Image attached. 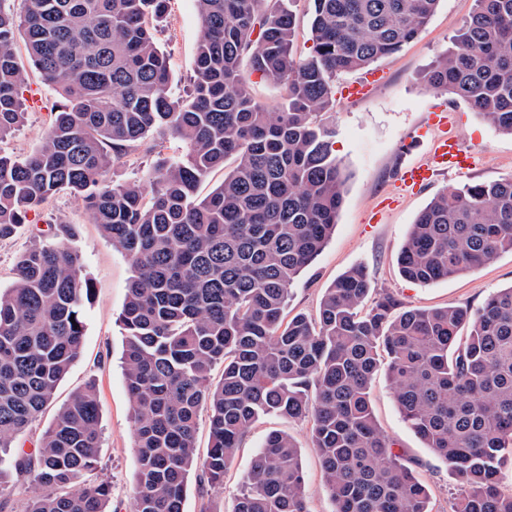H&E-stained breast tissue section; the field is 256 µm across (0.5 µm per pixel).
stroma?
<instances>
[{
  "mask_svg": "<svg viewBox=\"0 0 512 512\" xmlns=\"http://www.w3.org/2000/svg\"><path fill=\"white\" fill-rule=\"evenodd\" d=\"M474 5L475 0H440L415 40L374 62L381 79L367 96L355 101L337 98L335 108L323 115V122L334 132V150L344 173V200L326 247L293 284L285 318L299 313L316 317L327 288L356 266L364 267L374 293L394 295L405 309L464 305L476 308L492 292L512 286L510 253L476 271L431 284L412 282L398 268V256L415 218L432 198L467 181L512 177V136L488 124L465 101L428 86L424 80L436 58L451 47ZM200 34L195 0H169L167 13L158 24V38L169 58L174 95L186 92ZM16 53L26 71L27 115L12 136L0 141V152L24 157L40 146L58 97L32 65L24 43H17ZM438 105L454 114L461 143L476 152L480 162L468 178L442 175L419 192L398 193L395 181L399 166L421 160L426 154L425 147L406 146L408 132ZM181 149V141L173 136L145 141L133 150L129 161L113 167L110 178L121 183L143 180L158 157L177 155ZM59 219L77 229V244L93 280V301L86 314L81 358L59 383L53 405L27 428L20 442L28 448L36 447L57 406L86 382L95 381L101 421L96 475L112 485V512H129L136 452L133 411L121 364L124 336L118 321L133 271L129 257L103 236L82 198L64 190L31 212L28 224L15 237L0 240V287L11 284L15 259L29 245L34 232ZM370 396L380 430L428 486L433 512H450L461 485L404 422L385 370H378L372 379ZM274 431L290 435L301 452L308 512H333L319 458L311 445L309 421L276 415L260 417L247 430L224 473L222 486L204 489L198 483H190L184 512H234L243 477L268 434Z\"/></svg>",
  "mask_w": 512,
  "mask_h": 512,
  "instance_id": "stroma-1",
  "label": "stroma"
}]
</instances>
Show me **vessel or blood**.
<instances>
[{
    "label": "vessel or blood",
    "mask_w": 512,
    "mask_h": 512,
    "mask_svg": "<svg viewBox=\"0 0 512 512\" xmlns=\"http://www.w3.org/2000/svg\"><path fill=\"white\" fill-rule=\"evenodd\" d=\"M454 121L445 108H434L427 118L413 127L412 142L426 145L425 161L400 168L397 182L406 192H415L445 172L463 174L472 169L475 157L453 131Z\"/></svg>",
    "instance_id": "b4317fda"
}]
</instances>
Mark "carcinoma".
I'll list each match as a JSON object with an SVG mask.
<instances>
[{"instance_id": "1", "label": "carcinoma", "mask_w": 512, "mask_h": 512, "mask_svg": "<svg viewBox=\"0 0 512 512\" xmlns=\"http://www.w3.org/2000/svg\"><path fill=\"white\" fill-rule=\"evenodd\" d=\"M0 7V140L25 120L15 45L55 86L40 147L0 154V240L62 190L80 195L134 275L119 322L133 404L132 512H183L192 476L211 487L261 416L307 418L334 512H432L426 484L376 422L370 384L386 376L405 422L457 476L451 512H512L499 491L512 464V286L481 306L399 310L390 293L360 307L369 281L354 267L328 288L317 319L282 317L291 285L331 237L344 180L331 131L336 76L416 39L439 0H314L312 50L293 54L285 0H196L202 29L190 92L170 93L154 33L168 0H25ZM427 83L512 135V0H476ZM286 89L252 96L242 64ZM182 152L139 182L107 179L149 136ZM233 166L207 196L200 184ZM71 224L33 235L0 290V494L11 475L42 492L24 512H110L108 481L90 478L100 448L96 384L57 412L36 448L15 441L50 404L83 353L92 280ZM512 254V177L437 195L399 255L407 279L454 278ZM223 366L218 383L211 380ZM210 446L196 449L198 410ZM234 512H307L299 448L270 433L243 478Z\"/></svg>"}]
</instances>
